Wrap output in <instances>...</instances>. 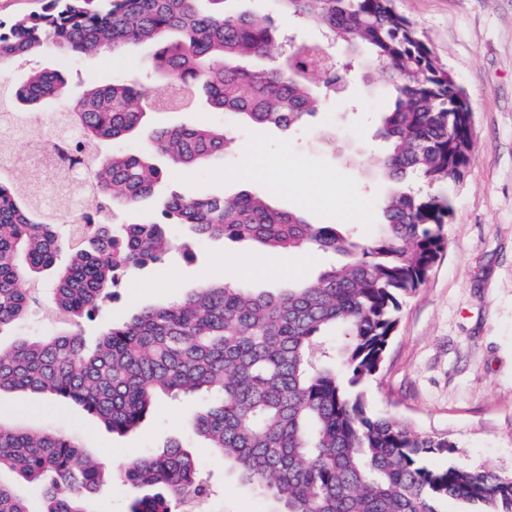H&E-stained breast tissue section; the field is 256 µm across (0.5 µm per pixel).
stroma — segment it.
I'll return each mask as SVG.
<instances>
[{
  "instance_id": "1",
  "label": "stroma",
  "mask_w": 512,
  "mask_h": 512,
  "mask_svg": "<svg viewBox=\"0 0 512 512\" xmlns=\"http://www.w3.org/2000/svg\"><path fill=\"white\" fill-rule=\"evenodd\" d=\"M233 6L273 14L280 35L293 42H325L317 26L274 14L271 0H234ZM394 7L416 25L461 87L473 113V153L462 183L408 181L413 191L450 197L448 246L424 285L404 301L384 369L365 387L366 402L372 412L454 444V452L429 455V465L454 463L512 475V0H394ZM151 53L142 46L118 60L98 55L66 64L43 55L32 64L63 67L75 84L104 83L139 74ZM343 77L345 89L328 92L312 123L288 131L236 128L232 134L236 141L255 140L271 150L283 143L291 148V159L275 174L285 185L270 194L276 208L301 211L311 223L333 224L367 239L378 231L387 193L373 175L384 151L376 129L385 88L367 67L355 66ZM241 166L235 153L196 168H174L165 188L187 195L270 193V180L242 175ZM279 258L249 241L209 240L188 255L134 273L98 323L84 324L82 334L93 339L99 323L183 300L205 280L227 279L262 291L316 278L329 263L320 254L309 263L289 262L277 278H266L264 268ZM205 404L196 394L161 397L148 421L118 436L73 405L5 392L0 424L75 435L97 462L116 451L132 459L180 439L210 479L211 512H275L273 500L226 469L223 458L195 435L194 419Z\"/></svg>"
}]
</instances>
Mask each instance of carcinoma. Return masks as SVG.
<instances>
[{"mask_svg": "<svg viewBox=\"0 0 512 512\" xmlns=\"http://www.w3.org/2000/svg\"><path fill=\"white\" fill-rule=\"evenodd\" d=\"M227 0H46L39 13L0 22V68L49 53L125 55L156 46L146 67L163 73V97L125 77L70 95L57 70L32 68L0 86V112L25 122L28 111L64 104L77 147L94 181L95 223L36 202L0 162V333L39 303L44 276L55 279L48 313L54 335L0 349V393L29 392L71 401L118 435L140 427L157 397L201 393L208 406L194 429L277 512H442L447 501L473 512H512V475L424 458L452 447L370 412L363 385L378 376L403 301L426 281L445 249L450 199L419 195L404 180L464 181L472 143L465 97L393 0H272L275 9L321 25L347 56L376 70L393 91L376 135L386 144L376 173L388 186L379 233L361 240L300 212L274 207L264 193L230 197L172 194L161 219L114 226L115 208L134 209L156 195L164 164L193 167L226 152L221 124L152 130L137 153L105 144L141 131L153 112H176L203 91L210 110L239 124L288 129L320 111L315 81L335 89L336 60L313 43L273 57L270 17L230 12ZM168 224L193 238L252 241L281 252L343 257L318 277L254 292L236 283L202 282L187 299L108 321L93 345L78 328L93 321L126 276L165 260L176 242ZM36 487L43 512H94L106 473L71 437L0 425V474ZM137 492L129 512H183L209 496L194 456L170 441L125 465ZM0 512H30L0 480Z\"/></svg>", "mask_w": 512, "mask_h": 512, "instance_id": "cac0c4a2", "label": "carcinoma"}]
</instances>
